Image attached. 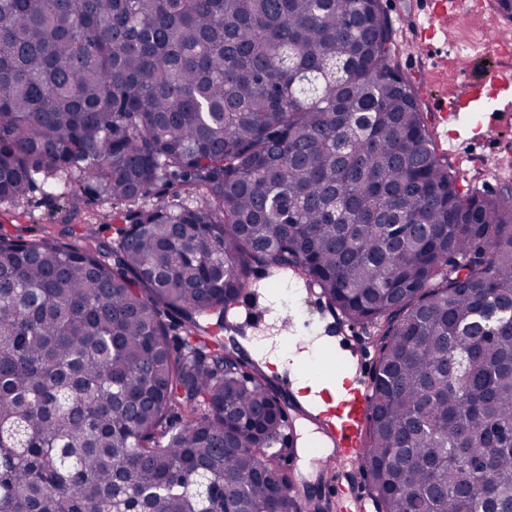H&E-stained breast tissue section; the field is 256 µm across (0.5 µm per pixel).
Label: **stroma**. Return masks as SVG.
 Segmentation results:
<instances>
[{
  "instance_id": "stroma-1",
  "label": "stroma",
  "mask_w": 512,
  "mask_h": 512,
  "mask_svg": "<svg viewBox=\"0 0 512 512\" xmlns=\"http://www.w3.org/2000/svg\"><path fill=\"white\" fill-rule=\"evenodd\" d=\"M392 22L399 48V68L406 79L415 71L427 74L414 90L425 112L436 148L447 160L460 182L487 194L512 186V122L500 125L494 139L449 146L436 122L431 106L458 95L463 79L458 73L459 56L472 58L471 76L482 79L498 66L512 67V56L500 53L496 38L512 21L502 12L472 7L470 0H455L448 19L447 38L436 39L428 60L414 62L408 47L424 16L425 0H380ZM130 206L125 202H93L72 221H65L55 201L33 192L16 205H0V230L32 238L50 234L67 239L69 230L90 228L105 239H113V228ZM253 300L241 303L233 320L239 331L236 339L245 356L255 363L283 397L302 391V404L321 402L323 397L342 390L344 366L358 358L377 360L378 348L372 326L350 324L332 312L318 288L292 272L257 273L252 279ZM306 388H298L299 379ZM297 439L291 471L302 482L313 485L323 478L319 466L320 443L304 416L295 419Z\"/></svg>"
}]
</instances>
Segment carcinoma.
Masks as SVG:
<instances>
[{"label": "carcinoma", "mask_w": 512, "mask_h": 512, "mask_svg": "<svg viewBox=\"0 0 512 512\" xmlns=\"http://www.w3.org/2000/svg\"><path fill=\"white\" fill-rule=\"evenodd\" d=\"M395 58L380 0H0V203L138 204L0 232V512H322L224 345L253 262L377 328L378 512H512V193L458 186ZM137 206L125 202L105 203L95 201L86 206L72 221H64L63 214L56 207L55 201L35 191L20 204L0 205V224L3 231L24 238L41 236L44 233L69 241L72 237L67 233L73 228L77 234L86 227L93 229L106 240L115 239L113 226L123 224L121 213H127Z\"/></svg>", "instance_id": "carcinoma-1"}]
</instances>
